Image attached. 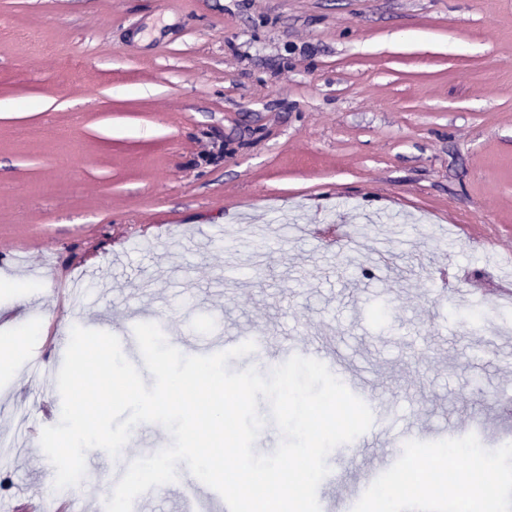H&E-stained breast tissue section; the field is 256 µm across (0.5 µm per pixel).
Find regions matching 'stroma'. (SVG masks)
<instances>
[{
	"mask_svg": "<svg viewBox=\"0 0 512 512\" xmlns=\"http://www.w3.org/2000/svg\"><path fill=\"white\" fill-rule=\"evenodd\" d=\"M1 101L0 343L28 340L0 369V508L105 512L116 459L89 450L78 494L40 447L58 345L146 316L187 356L269 337L233 371L292 333L368 378L385 416L331 451L320 512H456L380 502L411 430L432 463L472 443L512 512V365L486 343L512 307L481 305L512 275V0H0ZM133 512L190 510L175 481ZM254 341L256 344V350L262 349L269 341V337L266 336H247L244 340L241 337H235L231 340H213L209 341L201 346V349L208 355L217 352L226 351L229 346H238L246 341ZM255 350V351H256Z\"/></svg>",
	"mask_w": 512,
	"mask_h": 512,
	"instance_id": "1",
	"label": "stroma"
}]
</instances>
